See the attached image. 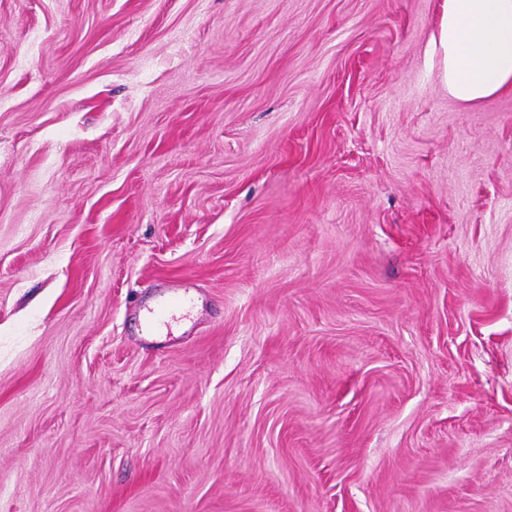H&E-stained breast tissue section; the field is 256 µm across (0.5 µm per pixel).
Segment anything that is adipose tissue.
Masks as SVG:
<instances>
[{"mask_svg":"<svg viewBox=\"0 0 512 512\" xmlns=\"http://www.w3.org/2000/svg\"><path fill=\"white\" fill-rule=\"evenodd\" d=\"M433 45L458 101L476 104L512 90V0H441Z\"/></svg>","mask_w":512,"mask_h":512,"instance_id":"1","label":"adipose tissue"}]
</instances>
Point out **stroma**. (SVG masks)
<instances>
[{
    "label": "stroma",
    "mask_w": 512,
    "mask_h": 512,
    "mask_svg": "<svg viewBox=\"0 0 512 512\" xmlns=\"http://www.w3.org/2000/svg\"><path fill=\"white\" fill-rule=\"evenodd\" d=\"M439 4L0 0V512H512V92ZM433 45L458 101L476 104L512 90V0H441ZM187 291L188 289H185L183 293L176 291L171 297L162 300L155 308L148 311L147 320L161 322L168 313L184 306L187 302L185 296Z\"/></svg>",
    "instance_id": "obj_1"
}]
</instances>
